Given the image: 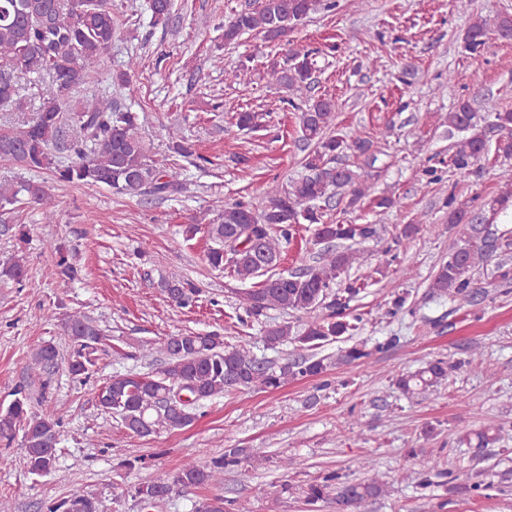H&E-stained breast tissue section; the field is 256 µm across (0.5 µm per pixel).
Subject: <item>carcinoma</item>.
I'll return each instance as SVG.
<instances>
[{"label":"carcinoma","mask_w":512,"mask_h":512,"mask_svg":"<svg viewBox=\"0 0 512 512\" xmlns=\"http://www.w3.org/2000/svg\"><path fill=\"white\" fill-rule=\"evenodd\" d=\"M335 0H258L256 6L234 12L224 22V42L234 44L251 32L269 43H279L298 25L321 10H331ZM151 20L168 25L172 0H149ZM116 34L112 0H0V106L22 110L17 77L32 73L46 76L51 88L35 111L34 117L16 128L0 129V161L25 170H47L56 182L76 185H104L117 195L138 197L154 195L169 198L182 190L177 172L157 169L148 164L144 152L138 113L96 96L68 112L79 90L90 76L101 73L104 56ZM512 38V15L496 17L494 23L477 17L467 27L463 41L470 53L480 51L490 36ZM313 52L288 49L283 61L272 62L266 71L268 84L288 92L284 102L300 111L301 140L311 149L301 165L305 174L269 191L260 206L250 201L226 202L215 198V213L207 233L211 241L206 261L214 270H222L240 282H249L243 303L248 316L259 319L269 309L288 315L324 313L297 327L283 321L265 327L263 340L271 348L294 343L311 348L345 334L352 336L363 318L352 314L350 303L367 287L365 280L350 278L353 266H363V253L343 245L361 244L380 237L379 224H333L326 213L314 206L328 202L338 194L346 198V208H355L368 196L364 174L340 162L352 151L368 155L372 142L356 137L347 140L333 134L338 104L331 97H314L316 81ZM235 125L241 131L259 127L255 112H237ZM448 137L458 133L465 137L448 147V160L428 158L422 165L426 184H441L444 178L438 166L460 175L482 169L489 152L512 159V111L498 109L492 99L484 101L482 110L463 99L445 120ZM501 136L495 149H489L486 127ZM67 160H60V155ZM512 202V188L487 204L475 207L460 200L454 191L443 197L448 208V223L467 224L471 235L466 244L456 247L448 261L436 270L430 283L433 293L470 303L481 293L475 278L479 265L498 253H505L512 242L496 235L477 222L485 211L497 213ZM32 203L50 222L55 215V197L48 182L0 181V231L25 235L24 227L14 226L10 215L22 205ZM300 224L314 225L315 241L323 245L315 264L295 271L275 272L284 249L290 244ZM28 268L22 256L15 255L0 263V282L21 285ZM494 288L512 286V265L496 264ZM163 292L179 307L196 301L199 288L190 280L174 275L162 281ZM72 353L68 371L74 377L89 375L95 366L96 353L108 341L105 331L79 312L69 313L62 323ZM164 355L163 367L155 373L113 376L99 389L97 407L119 420L131 434L147 438L159 429H182L196 419L197 407L209 400L240 389H277L290 380L317 378L328 371L326 358L305 355L286 358L278 364L257 359L244 345H228L216 332L180 333L167 337L157 347ZM365 346L354 344L336 357V363L351 365L369 357ZM52 344L40 346L33 354L35 363L47 376V388L58 361ZM468 364L460 360L453 365L436 359L420 371L396 380L397 389L406 396L438 386L448 379V372ZM189 399L173 405L175 391ZM22 432L29 470L48 473L56 460L63 437L62 425L41 416L29 407L25 386L14 391V400L0 412V440L11 444ZM250 459L246 448H226L224 455L205 465L189 461L175 473L163 472L153 481L135 489V497L151 504L175 487L220 485L224 473L231 472ZM387 493L386 483L372 477L365 480H342L330 472L302 488L309 512L319 504L336 501L341 512H364L367 503ZM48 512H98L97 502L87 496L63 498L53 502ZM195 512H228L221 495L206 497L196 504Z\"/></svg>","instance_id":"carcinoma-1"}]
</instances>
